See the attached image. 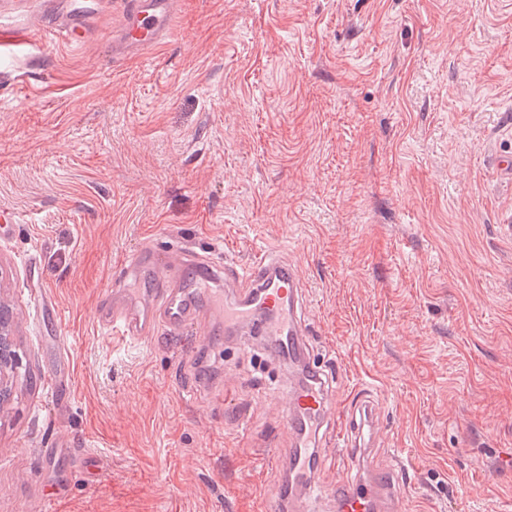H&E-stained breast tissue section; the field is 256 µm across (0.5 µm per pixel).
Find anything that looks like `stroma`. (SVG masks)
Masks as SVG:
<instances>
[{
    "instance_id": "35a3bbf8",
    "label": "stroma",
    "mask_w": 512,
    "mask_h": 512,
    "mask_svg": "<svg viewBox=\"0 0 512 512\" xmlns=\"http://www.w3.org/2000/svg\"><path fill=\"white\" fill-rule=\"evenodd\" d=\"M121 19L108 0L88 44L0 45V208L25 217L0 238V512L284 495L290 358L195 345L205 321L123 342L100 323L147 242L287 259L338 414L363 391L381 409L407 512L512 506V0H183L163 46L116 63ZM11 336L12 334V326L9 328L8 332H5L0 324V405H2L5 401L8 400L11 393V381L10 375L13 371V363L15 365V350H12L10 339L8 342L10 343L9 354L12 356V361L9 357H6L5 347L6 343L1 340V336Z\"/></svg>"
}]
</instances>
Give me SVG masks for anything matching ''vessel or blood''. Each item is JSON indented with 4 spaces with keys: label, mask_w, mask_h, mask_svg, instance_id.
<instances>
[{
    "label": "vessel or blood",
    "mask_w": 512,
    "mask_h": 512,
    "mask_svg": "<svg viewBox=\"0 0 512 512\" xmlns=\"http://www.w3.org/2000/svg\"><path fill=\"white\" fill-rule=\"evenodd\" d=\"M121 25L112 33V54L131 60L164 42L170 35L179 0H123ZM101 0H69L57 8L55 24L71 43L87 38L88 24ZM151 274L146 306L123 300L127 280ZM308 299L298 269L288 261L262 256L245 274L223 269L183 247L160 262L152 247L140 249L114 279L111 294L102 295L97 313L113 337L142 339L157 329L179 334L200 316L224 323L228 336L247 334L259 342L276 341L288 350L304 348L309 335L305 314ZM290 420L298 424L300 443L288 455L291 490L287 499L265 504L264 512H402L400 463L354 476L336 491L321 493L317 464L330 459L336 466L364 463L376 445L381 414L368 394L359 395L348 410L344 430H337L335 391L328 376L315 374L308 384L286 377Z\"/></svg>",
    "instance_id": "vessel-or-blood-1"
}]
</instances>
